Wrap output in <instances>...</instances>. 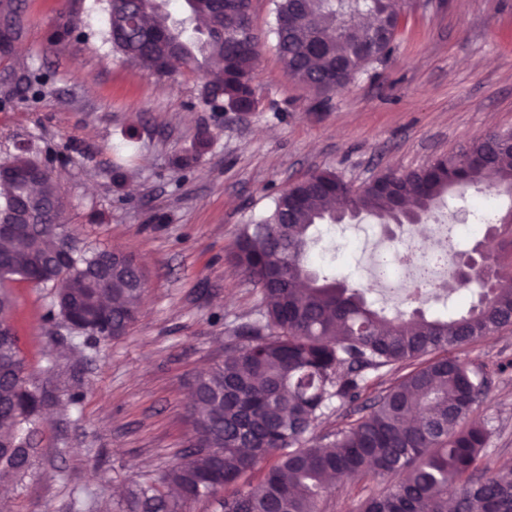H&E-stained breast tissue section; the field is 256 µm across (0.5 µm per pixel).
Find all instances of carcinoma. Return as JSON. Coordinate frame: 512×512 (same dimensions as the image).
Returning <instances> with one entry per match:
<instances>
[{
  "label": "carcinoma",
  "mask_w": 512,
  "mask_h": 512,
  "mask_svg": "<svg viewBox=\"0 0 512 512\" xmlns=\"http://www.w3.org/2000/svg\"><path fill=\"white\" fill-rule=\"evenodd\" d=\"M168 0H108L112 50L152 73L179 60L199 73L202 99L219 91L223 108L249 112L262 40L242 47L224 38L225 0H189L179 18ZM252 0H232L240 25L252 28ZM400 24L396 0H275L273 33L285 73L325 95L345 90L392 52ZM512 198V152L484 139L408 172L383 170L359 185L324 168L289 184L272 208L244 225L231 261L261 288V320L228 337L230 354L195 381L188 447L130 490L119 512H183L192 500L224 492V512H319L327 478L375 480L384 487L360 512H512V469L482 464L489 431L466 424L482 395L469 364L450 352L512 325V208L481 240L495 258L484 301L445 317L418 308L387 314L367 300L370 285L349 284L316 270L311 252L318 226L352 219L398 222L407 207L428 218L450 199L478 191L487 174ZM49 209L45 224L0 242V318L10 317L11 282L51 286L44 318H71L72 308L112 301L106 324L76 322L92 344L125 335L135 322L145 276L126 254L104 288L89 281L105 255L72 233L61 186L40 152L21 147L0 162V224L23 208ZM409 371L382 391L364 414L343 421L322 445L307 435L321 417L365 399L367 374ZM19 338L0 336V481L24 477L36 452L38 390L21 376Z\"/></svg>",
  "instance_id": "cac0c4a2"
}]
</instances>
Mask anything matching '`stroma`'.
<instances>
[{"label":"stroma","instance_id":"obj_1","mask_svg":"<svg viewBox=\"0 0 512 512\" xmlns=\"http://www.w3.org/2000/svg\"><path fill=\"white\" fill-rule=\"evenodd\" d=\"M402 12L388 60L323 97L285 74L270 32L274 0H252L263 48L257 107L241 116L206 106L184 68L159 76L122 61L107 40L105 0H0V14L20 25L0 53V160L20 142L38 143L80 237L133 257L146 278L128 334L80 347L44 323L49 289L12 282L27 376L45 401L28 475L0 483L10 512H117L129 489L188 446L196 376L223 358L233 326L260 316V289L228 255L279 189L321 168L358 183L413 170L512 130V0H403ZM35 72L37 93L28 89ZM202 130L210 139L200 149ZM129 133L136 149L109 151ZM191 152L194 168L175 167ZM118 162L127 174L117 182ZM511 207V198L473 192L446 215L468 249L484 220ZM380 239L372 220L320 225L315 264L366 281ZM457 354L486 380L470 414L490 432L484 463H512V328Z\"/></svg>","mask_w":512,"mask_h":512}]
</instances>
